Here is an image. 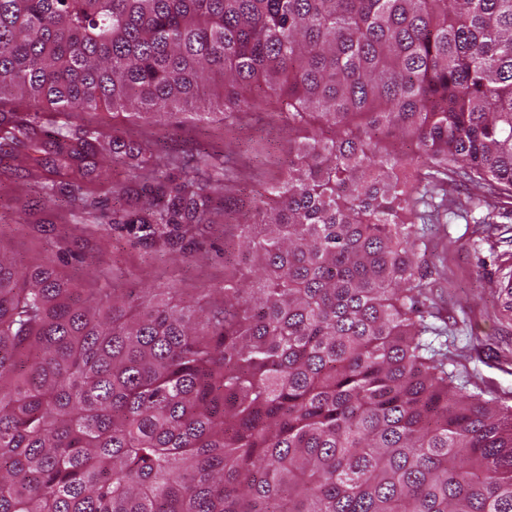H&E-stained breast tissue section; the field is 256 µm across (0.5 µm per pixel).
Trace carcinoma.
Returning <instances> with one entry per match:
<instances>
[{
  "instance_id": "obj_1",
  "label": "carcinoma",
  "mask_w": 512,
  "mask_h": 512,
  "mask_svg": "<svg viewBox=\"0 0 512 512\" xmlns=\"http://www.w3.org/2000/svg\"><path fill=\"white\" fill-rule=\"evenodd\" d=\"M218 84L217 101L200 95ZM280 104L288 149L224 302L86 292L0 248V512H512V409L452 386L419 224L512 199V0H0V156L120 158L143 224H210L229 169L81 115Z\"/></svg>"
}]
</instances>
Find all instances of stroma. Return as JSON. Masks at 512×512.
<instances>
[{"instance_id":"obj_1","label":"stroma","mask_w":512,"mask_h":512,"mask_svg":"<svg viewBox=\"0 0 512 512\" xmlns=\"http://www.w3.org/2000/svg\"><path fill=\"white\" fill-rule=\"evenodd\" d=\"M104 130L119 126L125 138L146 142L159 153L190 154L199 147L227 150L235 161V183L218 198L203 234L177 226L169 238L147 235L139 225L117 224L112 185L120 183L126 209L141 215L140 185L111 160L114 182L93 180L87 190L101 203L91 217L78 216L63 195L45 197L47 168L19 155L0 160V246L25 263L52 261L80 287L111 278L120 292L178 289L186 300L217 304L224 285V242L240 225L252 223L249 189L270 188L280 176L279 160L290 136L276 102L221 122L187 121L172 128L129 118L89 113ZM493 223H485L486 215ZM418 248L422 272L431 283L425 302L430 326L425 339L447 356V369L465 393L512 407V200L495 209L478 204L462 185L448 186V221L422 227Z\"/></svg>"}]
</instances>
